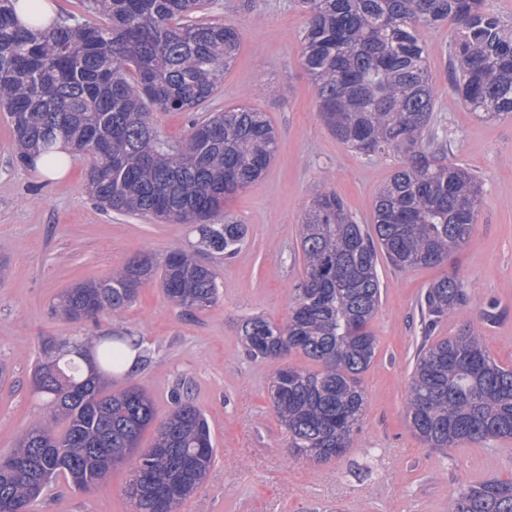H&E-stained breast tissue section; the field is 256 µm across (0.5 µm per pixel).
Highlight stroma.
Here are the masks:
<instances>
[{"mask_svg": "<svg viewBox=\"0 0 512 512\" xmlns=\"http://www.w3.org/2000/svg\"><path fill=\"white\" fill-rule=\"evenodd\" d=\"M208 17L234 25L241 47L207 111L257 108L279 142L268 170L228 204L247 226L240 251L226 261L198 254L220 289L219 302L203 312L184 313L150 283L122 314L98 323L56 317L52 304L65 288L108 277L144 251L161 258L189 247L197 234L190 224L105 211L85 191L82 164L58 179L18 164L12 130L0 114V365L7 369L0 379V456L43 414L31 381L46 347L80 344L96 330L113 329L140 340L146 354L134 372L113 379V390L146 389L162 416L172 390L183 383L208 419L216 458L179 512H448L462 486L512 479V440L440 451L412 433L404 414L414 357L425 342L421 296L443 275L457 274L466 283L471 318L495 303L498 316L483 325L484 341L500 364L512 366V120L477 119L454 92L448 39L455 22L425 30L423 39L437 89L436 117L448 130L447 157L482 179V208L467 245L447 264L399 270L379 257L382 297L372 323L377 347L359 376L366 397L360 445L339 459L286 469L281 461L288 440L270 397L280 364L247 356L240 323L250 314L287 318L289 290L304 273L299 226L316 184L327 181L367 224L396 160L361 155L324 125L302 65L307 16L296 0H213ZM129 480L119 467L96 490L83 492L60 477L32 510L132 512Z\"/></svg>", "mask_w": 512, "mask_h": 512, "instance_id": "35a3bbf8", "label": "stroma"}]
</instances>
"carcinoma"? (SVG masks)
Returning <instances> with one entry per match:
<instances>
[{"label": "carcinoma", "mask_w": 512, "mask_h": 512, "mask_svg": "<svg viewBox=\"0 0 512 512\" xmlns=\"http://www.w3.org/2000/svg\"><path fill=\"white\" fill-rule=\"evenodd\" d=\"M308 15L302 63L314 81L319 114L343 145L367 156L394 154L397 168L378 190L372 225L358 222L327 183L318 184L300 228L305 275L291 289L281 323L251 316L242 341L255 358L283 360L297 351L318 369L285 365L272 385L273 410L288 437L284 466L325 462L359 447L365 411L359 375L377 339L370 328L381 303L378 252L406 270L435 266L470 239L483 204V182L446 161L448 130L434 115L436 89L423 31L448 19L453 86L465 106L487 120L512 119V22L488 0H298ZM210 0H84L90 22L73 14L48 23L16 15L0 0V111L12 129L17 162L36 157L87 163L86 190L104 209L166 224H193L198 247L226 260L244 243L245 225L226 210L229 198L272 163L278 134L268 116L247 106L201 110L236 61L240 35L206 19ZM191 115L172 142L153 112ZM159 280L166 298L188 312L219 300L213 270L182 249L158 260L142 254L102 280L63 291L55 312L70 322L118 315L140 289ZM465 282L447 274L420 303L422 332L444 321L457 334L423 345L405 400L409 428L426 446L447 450L512 439V367L496 362L481 326L466 319ZM124 373L139 342L120 331L96 335L91 349L63 343L33 373L46 413L0 457V512H30L59 475L76 488H97L113 467L131 473L132 512H177L215 460L209 423L187 396H171L157 419L139 386L110 392L86 378ZM156 437L139 448L144 431ZM448 512H512V480L461 488Z\"/></svg>", "instance_id": "cac0c4a2"}]
</instances>
